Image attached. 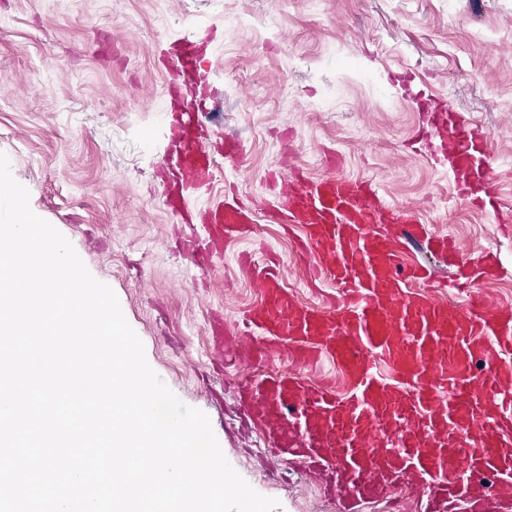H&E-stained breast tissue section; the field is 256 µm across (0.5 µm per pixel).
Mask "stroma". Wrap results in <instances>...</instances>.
<instances>
[{
    "instance_id": "1",
    "label": "stroma",
    "mask_w": 512,
    "mask_h": 512,
    "mask_svg": "<svg viewBox=\"0 0 512 512\" xmlns=\"http://www.w3.org/2000/svg\"><path fill=\"white\" fill-rule=\"evenodd\" d=\"M185 38L212 61L213 139L244 144L218 158L213 198L267 196L287 151L308 177L327 175L332 149L342 175L376 182L430 231L474 254L498 249L512 268V238L456 195L447 164L408 149L417 114L389 80L411 72L489 133L496 168L512 166V0H0V152L32 210L114 290L150 367L208 415L227 460L277 512H335L314 486L264 470L254 440L233 431L228 373L209 362L212 311L232 322L256 298L237 262L252 243L273 250L288 291L313 296L279 225L256 224L206 272L177 249L187 226L165 209L155 169L163 51Z\"/></svg>"
}]
</instances>
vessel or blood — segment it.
Here are the masks:
<instances>
[{
    "mask_svg": "<svg viewBox=\"0 0 512 512\" xmlns=\"http://www.w3.org/2000/svg\"><path fill=\"white\" fill-rule=\"evenodd\" d=\"M166 70L169 90L183 84L187 94L161 180L169 206L197 195L204 230L181 241V252L210 270L229 242L251 238L261 215L301 228L298 268L318 286L317 303L301 302L283 288L279 264L239 255L257 298L234 325L215 314L206 327L213 355L235 370L239 435L262 440L269 465L293 464L337 512H362L371 500L406 512H512V300L489 287L507 273L497 253L466 256L370 180L295 171L263 207L210 201L214 160L197 134L205 113L195 102L211 63L184 49ZM416 101V139L447 157L458 196L511 224L487 133L425 91ZM414 244L453 275L405 262ZM452 290L466 294L464 305L449 303ZM378 362L391 379L375 372Z\"/></svg>",
    "mask_w": 512,
    "mask_h": 512,
    "instance_id": "1",
    "label": "vessel or blood"
}]
</instances>
